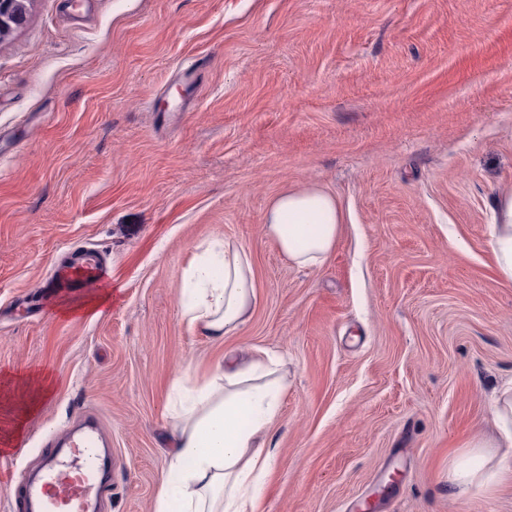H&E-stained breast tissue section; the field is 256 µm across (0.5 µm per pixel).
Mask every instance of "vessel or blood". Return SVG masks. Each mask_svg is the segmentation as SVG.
<instances>
[{
    "label": "vessel or blood",
    "instance_id": "b4317fda",
    "mask_svg": "<svg viewBox=\"0 0 512 512\" xmlns=\"http://www.w3.org/2000/svg\"><path fill=\"white\" fill-rule=\"evenodd\" d=\"M54 276L82 290L102 283L106 269L97 260L76 257L59 264ZM14 497V512H100L112 498V454L102 443L97 421L86 419L51 444L37 476L16 484Z\"/></svg>",
    "mask_w": 512,
    "mask_h": 512
}]
</instances>
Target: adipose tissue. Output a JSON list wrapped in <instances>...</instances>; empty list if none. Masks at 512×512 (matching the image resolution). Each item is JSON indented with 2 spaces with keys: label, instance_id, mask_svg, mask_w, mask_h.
<instances>
[{
  "label": "adipose tissue",
  "instance_id": "1",
  "mask_svg": "<svg viewBox=\"0 0 512 512\" xmlns=\"http://www.w3.org/2000/svg\"><path fill=\"white\" fill-rule=\"evenodd\" d=\"M491 252L497 276L512 282V189L494 202ZM342 211L318 186L291 189L267 208L263 227L294 266L315 268L332 252ZM255 299L248 252L229 241L202 246L184 276L180 316L189 329L223 341L247 320ZM275 360L259 352L249 360L224 358L200 381L181 374L173 407L174 447L154 512H259L273 454L264 436L279 416L283 381ZM16 408L33 413L52 392L41 373L6 377ZM494 435L474 441L448 465L457 493L488 490L512 481V385L493 403Z\"/></svg>",
  "mask_w": 512,
  "mask_h": 512
}]
</instances>
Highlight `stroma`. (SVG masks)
Here are the masks:
<instances>
[{
    "label": "stroma",
    "instance_id": "stroma-1",
    "mask_svg": "<svg viewBox=\"0 0 512 512\" xmlns=\"http://www.w3.org/2000/svg\"><path fill=\"white\" fill-rule=\"evenodd\" d=\"M204 60L192 93L181 71ZM332 192L317 268L263 230L282 191ZM512 186V0H33L0 41V375L49 372L11 479L84 411L112 444L109 512H154L178 373L276 355L286 387L262 512H512L457 495L448 457L492 434L512 381V282L491 205ZM242 245L249 320L188 330L199 244ZM81 246L109 266L98 316L51 286ZM107 299L108 295H96L87 300H66L61 304L58 311L63 316L88 314L95 312Z\"/></svg>",
    "mask_w": 512,
    "mask_h": 512
}]
</instances>
